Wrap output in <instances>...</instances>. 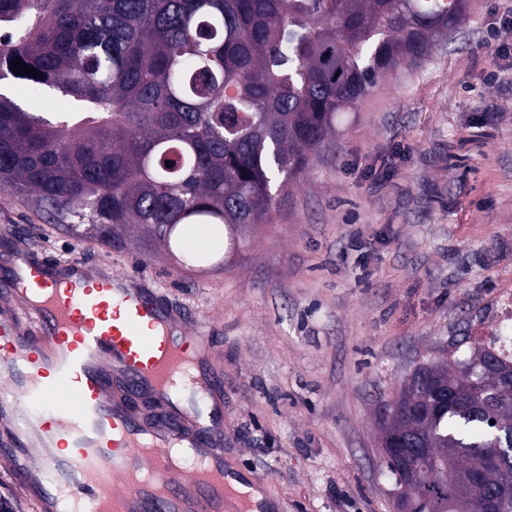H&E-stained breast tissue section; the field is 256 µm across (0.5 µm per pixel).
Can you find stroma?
<instances>
[{
	"mask_svg": "<svg viewBox=\"0 0 512 512\" xmlns=\"http://www.w3.org/2000/svg\"><path fill=\"white\" fill-rule=\"evenodd\" d=\"M339 134L223 269L143 241L78 243L0 189V280L26 250L135 273L203 323L224 378V458L281 512H394L381 404L512 301V0L337 117Z\"/></svg>",
	"mask_w": 512,
	"mask_h": 512,
	"instance_id": "stroma-1",
	"label": "stroma"
}]
</instances>
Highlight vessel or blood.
I'll use <instances>...</instances> for the list:
<instances>
[{
  "instance_id": "1",
  "label": "vessel or blood",
  "mask_w": 512,
  "mask_h": 512,
  "mask_svg": "<svg viewBox=\"0 0 512 512\" xmlns=\"http://www.w3.org/2000/svg\"><path fill=\"white\" fill-rule=\"evenodd\" d=\"M202 329L140 278L17 254L0 290V464L41 512H272L224 466ZM164 416L136 421L138 401Z\"/></svg>"
}]
</instances>
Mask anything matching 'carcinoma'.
I'll return each mask as SVG.
<instances>
[{
  "label": "carcinoma",
  "instance_id": "obj_1",
  "mask_svg": "<svg viewBox=\"0 0 512 512\" xmlns=\"http://www.w3.org/2000/svg\"><path fill=\"white\" fill-rule=\"evenodd\" d=\"M471 0H0V186L84 241L145 232L148 253L220 269L276 198L336 139V117L448 39ZM39 72L11 70L15 58ZM22 81L72 100L32 112ZM202 224L209 247L185 244ZM467 337L418 364L382 406V434L427 452L424 512H512V369ZM483 482L468 476L489 450Z\"/></svg>",
  "mask_w": 512,
  "mask_h": 512
}]
</instances>
